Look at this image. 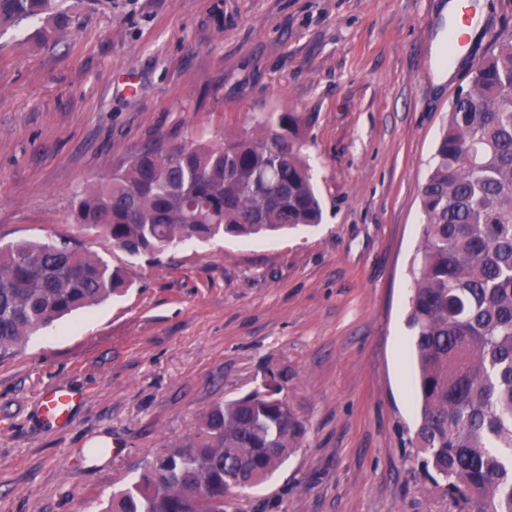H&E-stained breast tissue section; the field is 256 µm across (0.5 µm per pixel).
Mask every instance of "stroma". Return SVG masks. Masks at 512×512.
Instances as JSON below:
<instances>
[{"mask_svg":"<svg viewBox=\"0 0 512 512\" xmlns=\"http://www.w3.org/2000/svg\"><path fill=\"white\" fill-rule=\"evenodd\" d=\"M474 4L448 63V0H85L54 39L0 29V245L66 240L132 283L0 359V512H93L211 404L273 379L306 436L234 512H458L408 442L405 319L437 136L512 37V0ZM280 112L302 118L320 224L131 256L73 223L142 147ZM50 384L83 396L69 427L41 420Z\"/></svg>","mask_w":512,"mask_h":512,"instance_id":"35a3bbf8","label":"stroma"}]
</instances>
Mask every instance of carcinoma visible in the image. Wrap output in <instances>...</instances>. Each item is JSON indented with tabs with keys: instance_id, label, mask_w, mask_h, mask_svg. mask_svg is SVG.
<instances>
[{
	"instance_id": "1",
	"label": "carcinoma",
	"mask_w": 512,
	"mask_h": 512,
	"mask_svg": "<svg viewBox=\"0 0 512 512\" xmlns=\"http://www.w3.org/2000/svg\"><path fill=\"white\" fill-rule=\"evenodd\" d=\"M55 0H0V26L77 23ZM296 112L212 144L151 146L79 197L74 221L112 247L153 254L177 241L318 224L320 200ZM420 242L407 325L420 468L460 512H512V39L483 57L451 102L420 190ZM127 287L97 254L49 242L0 246V355ZM271 381L214 403L101 512H229L265 483L306 429Z\"/></svg>"
}]
</instances>
